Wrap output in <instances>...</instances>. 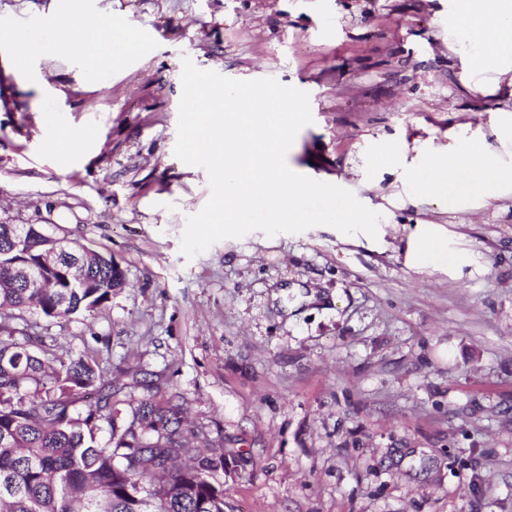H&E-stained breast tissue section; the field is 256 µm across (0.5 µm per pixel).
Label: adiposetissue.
I'll return each instance as SVG.
<instances>
[{
	"mask_svg": "<svg viewBox=\"0 0 512 512\" xmlns=\"http://www.w3.org/2000/svg\"><path fill=\"white\" fill-rule=\"evenodd\" d=\"M111 16L82 26L87 60L112 63ZM448 41L462 64V85L481 96H503L490 130L463 126L447 148L407 172L415 193L458 209L512 196V0H448Z\"/></svg>",
	"mask_w": 512,
	"mask_h": 512,
	"instance_id": "adipose-tissue-1",
	"label": "adipose tissue"
}]
</instances>
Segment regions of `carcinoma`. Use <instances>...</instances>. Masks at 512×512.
Returning <instances> with one entry per match:
<instances>
[{
	"label": "carcinoma",
	"mask_w": 512,
	"mask_h": 512,
	"mask_svg": "<svg viewBox=\"0 0 512 512\" xmlns=\"http://www.w3.org/2000/svg\"><path fill=\"white\" fill-rule=\"evenodd\" d=\"M0 224V309L19 311L22 328L0 322V512H224V442L201 440L160 389L130 405L117 419L123 388L112 385L97 354L58 355L37 336L19 343L29 324L23 314L93 315L124 284L112 258L90 254V288L9 287L15 261L32 260L53 239L29 224Z\"/></svg>",
	"instance_id": "cac0c4a2"
}]
</instances>
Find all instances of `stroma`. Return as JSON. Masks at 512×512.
I'll return each mask as SVG.
<instances>
[{"label":"stroma","instance_id":"1","mask_svg":"<svg viewBox=\"0 0 512 512\" xmlns=\"http://www.w3.org/2000/svg\"><path fill=\"white\" fill-rule=\"evenodd\" d=\"M102 12L137 47L96 75L59 30ZM447 25L448 0H0V221L125 277L94 315H32L31 332L97 350L134 396L142 379L175 393L237 464L224 512H512V199L450 211L367 163L495 121L497 99L463 89ZM186 56L307 92L287 164L380 213L377 236L254 230L186 258L210 195L174 154Z\"/></svg>","mask_w":512,"mask_h":512}]
</instances>
